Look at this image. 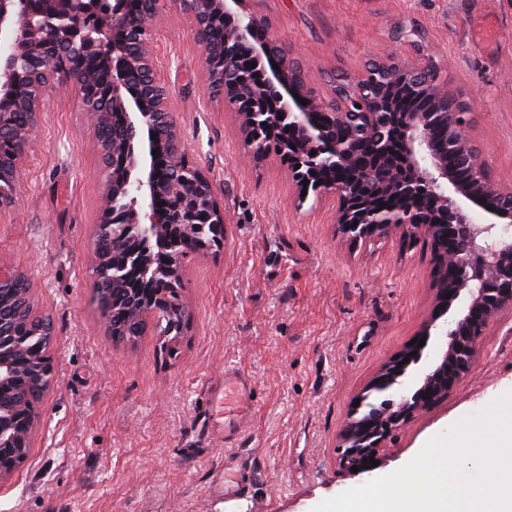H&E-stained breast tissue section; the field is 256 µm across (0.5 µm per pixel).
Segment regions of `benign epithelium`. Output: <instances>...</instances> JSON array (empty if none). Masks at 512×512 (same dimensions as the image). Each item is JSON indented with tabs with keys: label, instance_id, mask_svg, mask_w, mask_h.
Wrapping results in <instances>:
<instances>
[{
	"label": "benign epithelium",
	"instance_id": "7a95c632",
	"mask_svg": "<svg viewBox=\"0 0 512 512\" xmlns=\"http://www.w3.org/2000/svg\"><path fill=\"white\" fill-rule=\"evenodd\" d=\"M217 14L226 19L237 20L235 34L224 43V64L235 61L230 48L233 41L256 36L262 31L259 45L264 53L277 40L270 33L266 23L258 16L245 10L246 0H202ZM106 12L112 16L114 24L130 20L128 0H35L18 20L14 19L10 0H0V37L17 42L36 36L44 27L51 25L72 44L84 43L92 38V33L84 25V20L92 15ZM195 35L202 47L205 64H210L218 51L211 49L202 39L203 22L194 15ZM102 47L112 57V77L119 83L126 76L129 59L119 53L112 41H102ZM279 66L271 70L264 79H256L248 72L243 74L241 83L220 89L224 98H229L243 90L250 92L256 108L242 112V124L246 145L256 147L261 138L274 127L280 125L278 116L288 120V124L301 133V139L294 142L295 164L304 167L312 174L306 176L291 169L298 191L308 186L336 197L337 220L343 232L355 241L367 240L391 230H416L427 235L431 241L436 260V303L439 313L432 314L430 320L417 335L420 340L431 336V329L451 308L456 315L449 327L445 328V349L440 359L424 374L416 389L409 395L398 388L400 381L393 380L379 392L393 390L392 398L378 403L369 401L375 384L360 396V405L355 407L351 419L346 424L343 439L348 448L353 449L357 460L339 461L341 468L351 471L359 467V473L373 471L365 458L380 460L385 440L392 430L391 424L401 423L415 413L424 411L448 394L460 378L472 367L481 336L489 324L506 307H512V243L495 244L490 238L500 221L512 223V189L495 184L477 155L469 134L470 112L456 98L437 87L431 90L428 110L425 112H396L395 119L401 133L400 146L405 164L416 176V181L404 185L396 180L388 189L403 197V206L391 209H377L363 202L354 185L338 182L329 174L330 166L341 167L354 157L355 142L352 137L338 139L331 136L323 126L325 102L310 94L300 77L293 72L286 58L271 56ZM369 87L365 84L357 88L341 87L337 90L336 111L330 120L338 125L356 127L361 133L369 127L383 129L388 126L390 117L386 113L389 105L377 101L372 111L357 114L351 111V104L365 95ZM307 101L302 105L297 98ZM142 97L133 100L134 110L114 99L116 110L124 113V128L129 140L139 137L142 129L159 134L152 121L148 104H139ZM38 129L33 123L18 133L17 152L13 165H18L24 155V148L31 142ZM159 166L157 157L148 152L147 170L134 181L126 182L132 188L134 206L132 212L118 215L114 223L158 224L161 217L155 198ZM308 184H303V180ZM322 184H317V181ZM431 200V212L416 209L421 196ZM497 202L494 210L487 209L489 197ZM177 208H184L194 214L200 223L214 225L217 236L225 234L224 211L216 199L202 204L191 194H182ZM453 249L460 256L455 273L448 272V255ZM13 288L20 310L30 309L28 302L29 286L21 275L0 274V289ZM451 298H446V295ZM21 347V339L0 330V385L7 383L11 376L10 359L6 352ZM417 355H412V352ZM424 348L416 342L407 346L390 360L383 371L400 363L402 371L416 364L422 357ZM408 363H403L404 359ZM20 423L23 429L16 447L23 452L21 458L14 457V449L0 448V479L11 474L28 457L33 448L37 430L36 418L21 413V407L12 400H0V431Z\"/></svg>",
	"mask_w": 512,
	"mask_h": 512
}]
</instances>
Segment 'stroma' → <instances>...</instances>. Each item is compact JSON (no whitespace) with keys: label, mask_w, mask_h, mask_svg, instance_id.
I'll use <instances>...</instances> for the list:
<instances>
[{"label":"stroma","mask_w":512,"mask_h":512,"mask_svg":"<svg viewBox=\"0 0 512 512\" xmlns=\"http://www.w3.org/2000/svg\"><path fill=\"white\" fill-rule=\"evenodd\" d=\"M323 97L373 64L437 68L473 100L470 135L490 178L512 189V0H248ZM414 24L413 42L399 40ZM157 75L190 163L224 208L223 245L181 264L182 334L114 338L93 287L94 232L110 201L95 125L75 85H50L18 199L0 209V267L25 274L54 322L55 381L36 406L26 461L0 480V512H228L210 494L225 452L255 476L235 512H312L366 482L341 470L353 402L416 337L435 304L430 241L402 230L351 240L335 198L299 195L287 163L244 144L213 97L191 16L155 19ZM234 366L256 386L245 435L207 430L211 383ZM512 387V307L491 322L473 368L385 442L378 474Z\"/></svg>","instance_id":"1"}]
</instances>
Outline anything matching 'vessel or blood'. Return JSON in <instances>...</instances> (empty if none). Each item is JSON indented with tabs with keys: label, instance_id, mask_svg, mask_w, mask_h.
<instances>
[{
	"label": "vessel or blood",
	"instance_id": "b4317fda",
	"mask_svg": "<svg viewBox=\"0 0 512 512\" xmlns=\"http://www.w3.org/2000/svg\"><path fill=\"white\" fill-rule=\"evenodd\" d=\"M254 385L241 371L228 368L224 371V388L211 397L207 406L213 418L209 424L212 434L225 442L237 441L244 424L254 407ZM247 469L236 457L224 459V473L213 487L214 493L233 501L244 495L248 481Z\"/></svg>",
	"mask_w": 512,
	"mask_h": 512
}]
</instances>
